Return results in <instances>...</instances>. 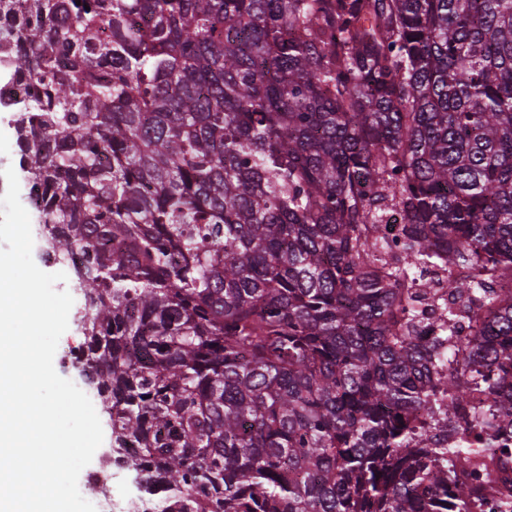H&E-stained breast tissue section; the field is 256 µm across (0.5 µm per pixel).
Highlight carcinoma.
<instances>
[{"label": "carcinoma", "instance_id": "carcinoma-1", "mask_svg": "<svg viewBox=\"0 0 512 512\" xmlns=\"http://www.w3.org/2000/svg\"><path fill=\"white\" fill-rule=\"evenodd\" d=\"M21 2L0 109L155 512H512V0Z\"/></svg>", "mask_w": 512, "mask_h": 512}]
</instances>
